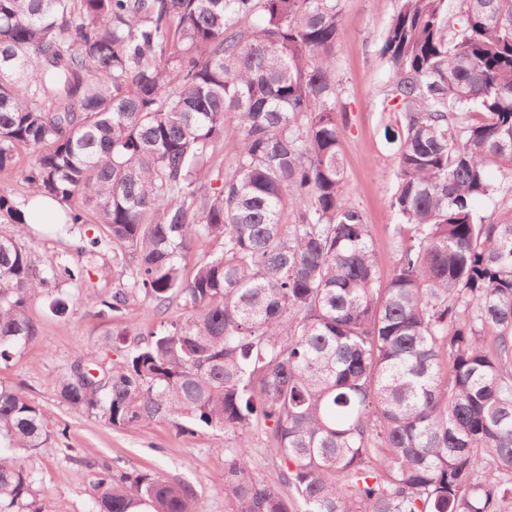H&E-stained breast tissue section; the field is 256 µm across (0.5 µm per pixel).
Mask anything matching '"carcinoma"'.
Instances as JSON below:
<instances>
[{
	"label": "carcinoma",
	"mask_w": 512,
	"mask_h": 512,
	"mask_svg": "<svg viewBox=\"0 0 512 512\" xmlns=\"http://www.w3.org/2000/svg\"><path fill=\"white\" fill-rule=\"evenodd\" d=\"M341 31L340 0H0V172L32 153V192H1L0 221L38 222L37 196L62 207L61 233L91 213L102 234L77 251L112 247L126 282L103 299L84 264L52 278L115 318L137 298L180 307L58 397L115 428L235 434L230 512H512V208H474L496 192L490 167L512 175V0H401L387 29L409 239L383 288L344 198ZM46 284L1 236L0 364L38 336ZM256 427L286 499L252 467ZM63 433L0 384L7 447ZM91 489L93 512H198L156 473L99 470ZM0 512L54 509L14 461Z\"/></svg>",
	"instance_id": "1"
}]
</instances>
